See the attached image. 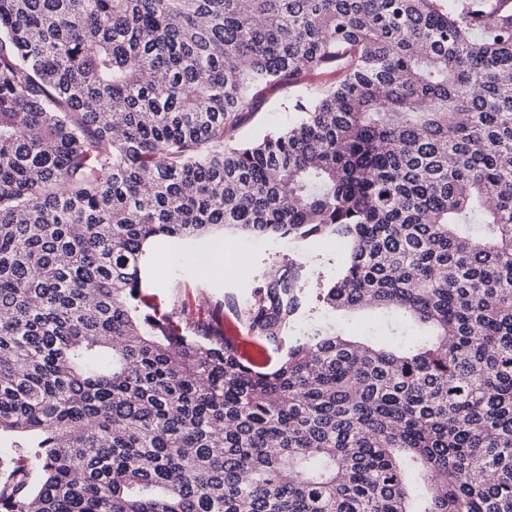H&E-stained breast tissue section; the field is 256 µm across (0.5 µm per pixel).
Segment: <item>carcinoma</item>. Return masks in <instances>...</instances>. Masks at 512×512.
<instances>
[{
	"mask_svg": "<svg viewBox=\"0 0 512 512\" xmlns=\"http://www.w3.org/2000/svg\"><path fill=\"white\" fill-rule=\"evenodd\" d=\"M438 2L0 0V512H512V0ZM221 232L347 249L261 362L151 292ZM288 92L272 93L266 96L258 112L238 132L240 139H250L267 130L280 128L292 119V112H288ZM340 327L349 336L372 335L379 341H384L390 335L386 325L373 319L368 314H354L339 321Z\"/></svg>",
	"mask_w": 512,
	"mask_h": 512,
	"instance_id": "obj_1",
	"label": "carcinoma"
}]
</instances>
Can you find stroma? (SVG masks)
I'll return each mask as SVG.
<instances>
[{
    "label": "stroma",
    "instance_id": "obj_1",
    "mask_svg": "<svg viewBox=\"0 0 512 512\" xmlns=\"http://www.w3.org/2000/svg\"><path fill=\"white\" fill-rule=\"evenodd\" d=\"M292 114L288 97L283 93L267 95L258 112L238 132L239 138L250 139L265 131L287 125ZM224 242V267L219 272L201 277L196 256L210 247L211 238L205 237L186 243H169L154 248V262L159 275L155 292L162 302H170L176 295L189 296L206 314L208 303L223 305V317L231 322L240 318L239 305L255 288L271 265L302 255L307 265L317 267L318 279L309 284L310 294L334 277L336 267L345 259L343 247L335 239L313 241L304 249L287 239H257L227 235Z\"/></svg>",
    "mask_w": 512,
    "mask_h": 512
}]
</instances>
